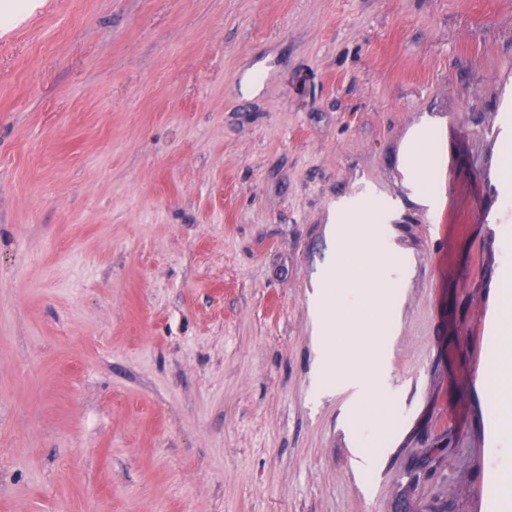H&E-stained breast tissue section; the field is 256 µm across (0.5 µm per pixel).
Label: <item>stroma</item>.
I'll return each instance as SVG.
<instances>
[{"label": "stroma", "instance_id": "1", "mask_svg": "<svg viewBox=\"0 0 512 512\" xmlns=\"http://www.w3.org/2000/svg\"><path fill=\"white\" fill-rule=\"evenodd\" d=\"M509 140L512 0H0V512H495ZM363 193L410 277L351 433L308 302ZM415 130L409 138L403 165L413 193L422 201L431 203V173L440 159L437 125L427 123Z\"/></svg>", "mask_w": 512, "mask_h": 512}]
</instances>
